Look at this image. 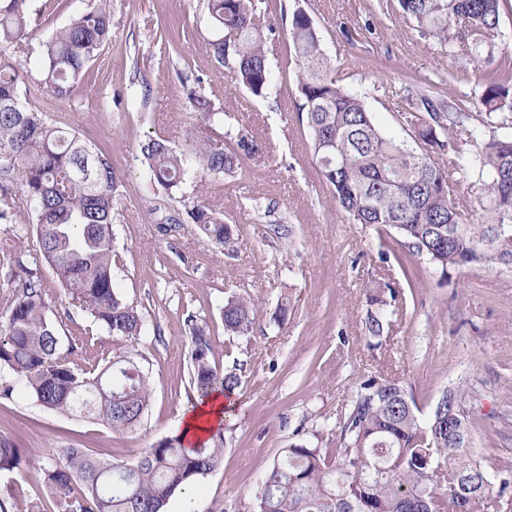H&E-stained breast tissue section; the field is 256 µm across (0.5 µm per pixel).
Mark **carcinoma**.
I'll return each instance as SVG.
<instances>
[{
	"mask_svg": "<svg viewBox=\"0 0 512 512\" xmlns=\"http://www.w3.org/2000/svg\"><path fill=\"white\" fill-rule=\"evenodd\" d=\"M402 16L422 36L451 56L474 60L496 49L500 0H399ZM223 36L210 43L215 60L257 97L272 83L266 43L273 28L260 22L257 0H208ZM29 0H0V45L26 56L39 53L37 87L66 101L82 85L88 66L109 41L112 12L107 0L73 17L36 49L29 41ZM290 40L314 156L324 184L354 224L394 237L412 256L447 274L469 267L512 268V138L489 136L485 123L512 108V77L490 83L472 118L461 105L417 93L405 117L410 137L387 135L365 101L346 90L323 49L318 28L302 9L292 13ZM16 59L0 57V224L35 228L44 261L55 282L91 322L131 343L140 340L144 318L113 283L119 261L113 247L115 207L121 174L98 146L47 121L18 93ZM190 106L210 125L221 120L202 92ZM150 180L181 205L184 224L217 249L233 239L224 214L202 198L211 175L237 174L244 161L257 162L266 146L244 133L226 147L206 136L190 152L161 136L140 144ZM448 155V167L433 154ZM192 192H187V188ZM479 216L461 221L463 208ZM22 235L0 242V272L13 284L14 300L0 320V368L12 384L56 413L96 420L114 432L141 423L151 398L149 371L128 353L101 368L74 361L78 343L64 349L48 300L53 293L30 269ZM389 297L370 296L377 310L366 329L380 336L389 324ZM224 333L249 335L257 310L237 297L221 308ZM191 337L190 385L200 399L233 394L241 384L234 371L211 365L207 326L186 320ZM472 391L460 384L444 390L427 418L398 381H363L331 432L336 447L293 443L261 476L252 512H501L512 501V471L470 454L475 423L469 417L448 429V415L465 407ZM224 455V428L193 448L163 440L145 449L134 465L101 460L82 448L58 449L46 472L57 512H163L170 497L217 468ZM21 452L0 439V471L20 466ZM472 479L463 492L456 481Z\"/></svg>",
	"mask_w": 512,
	"mask_h": 512,
	"instance_id": "1",
	"label": "carcinoma"
}]
</instances>
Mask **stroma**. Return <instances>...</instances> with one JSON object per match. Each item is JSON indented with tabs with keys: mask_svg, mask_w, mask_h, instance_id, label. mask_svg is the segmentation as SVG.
Wrapping results in <instances>:
<instances>
[{
	"mask_svg": "<svg viewBox=\"0 0 512 512\" xmlns=\"http://www.w3.org/2000/svg\"><path fill=\"white\" fill-rule=\"evenodd\" d=\"M92 5L30 0L32 43ZM299 7L317 25L342 84L388 131H400L408 91L444 95L476 115L485 84L512 75V0L500 2L493 59L480 62L440 52L403 19L398 0H262L275 25L273 84L263 97L236 86L214 61L209 43L217 31L206 0H111L112 39L79 91L65 102L39 92L35 104L95 142L123 176L114 224L122 261L112 274L146 328L135 343L92 328L78 358L135 354L151 376L150 406L134 429L116 433L46 410L21 391L0 398V437L22 455L19 468L0 471V512H57L44 481L57 449L85 448L132 465L145 448L174 437L176 420L192 404L191 316L209 329L213 367L239 368L241 405L224 421L221 465L175 493L166 512H251L258 481L283 448L335 447L325 427L370 377L403 382L425 416L443 389L465 383L479 425L473 453L512 469V269L444 275L418 258L397 260L390 238L351 223L333 203L301 118L288 40ZM196 88L223 122L205 126L187 99ZM202 130L227 144L245 132L268 147L264 160L247 163L246 175L207 180L213 208L236 227L221 250L193 225L177 223L179 205H158L139 151L152 136L186 150L190 134ZM374 279L396 291L390 328L378 338L364 324L366 285ZM239 296L251 297L259 316L248 336L232 341L219 308ZM50 307L62 345L91 328L64 292H55Z\"/></svg>",
	"mask_w": 512,
	"mask_h": 512,
	"instance_id": "1",
	"label": "stroma"
}]
</instances>
